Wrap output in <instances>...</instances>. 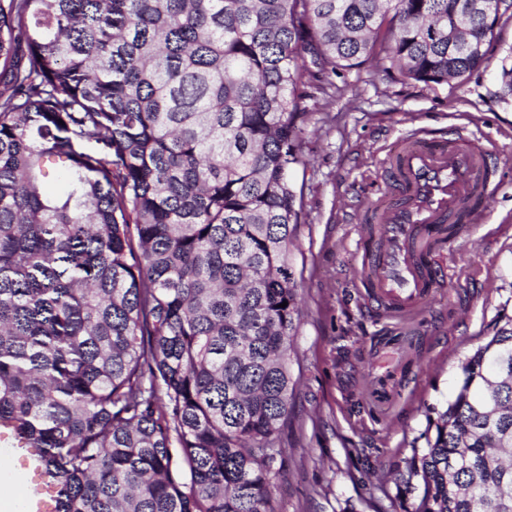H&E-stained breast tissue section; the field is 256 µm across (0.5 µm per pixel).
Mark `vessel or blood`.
Instances as JSON below:
<instances>
[{"instance_id":"vessel-or-blood-1","label":"vessel or blood","mask_w":512,"mask_h":512,"mask_svg":"<svg viewBox=\"0 0 512 512\" xmlns=\"http://www.w3.org/2000/svg\"><path fill=\"white\" fill-rule=\"evenodd\" d=\"M490 149L477 135L444 144L418 138L403 140L390 169L374 221L381 232L370 285L389 309L410 310L422 303L433 285V245L439 229L475 196L490 197L486 178ZM38 479L24 491L25 512H48Z\"/></svg>"}]
</instances>
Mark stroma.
I'll list each match as a JSON object with an SVG mask.
<instances>
[{"label":"stroma","instance_id":"1","mask_svg":"<svg viewBox=\"0 0 512 512\" xmlns=\"http://www.w3.org/2000/svg\"><path fill=\"white\" fill-rule=\"evenodd\" d=\"M512 19L466 82L428 86L370 64L316 74L290 178L303 210L292 246L301 318L291 353L299 384L280 433L274 512H393L394 475L425 447L430 407L451 398L459 367L501 312L512 315V94L501 91ZM480 131L494 149L485 223L442 252L445 287L406 315L370 306L359 279L374 235L384 162L404 133Z\"/></svg>","mask_w":512,"mask_h":512}]
</instances>
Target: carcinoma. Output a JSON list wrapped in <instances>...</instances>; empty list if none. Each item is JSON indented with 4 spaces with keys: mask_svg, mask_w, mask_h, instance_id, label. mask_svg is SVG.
Segmentation results:
<instances>
[{
    "mask_svg": "<svg viewBox=\"0 0 512 512\" xmlns=\"http://www.w3.org/2000/svg\"><path fill=\"white\" fill-rule=\"evenodd\" d=\"M488 14L512 0H0V426L53 512H274L302 88L367 62L462 83ZM501 321L394 478L402 512H512Z\"/></svg>",
    "mask_w": 512,
    "mask_h": 512,
    "instance_id": "cac0c4a2",
    "label": "carcinoma"
}]
</instances>
